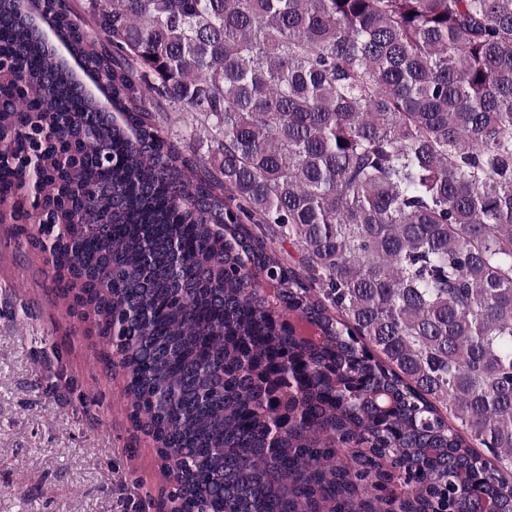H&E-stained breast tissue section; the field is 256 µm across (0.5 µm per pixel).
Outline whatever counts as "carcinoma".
<instances>
[{
	"mask_svg": "<svg viewBox=\"0 0 512 512\" xmlns=\"http://www.w3.org/2000/svg\"><path fill=\"white\" fill-rule=\"evenodd\" d=\"M85 9L101 98L0 0V204L186 494L512 512V0Z\"/></svg>",
	"mask_w": 512,
	"mask_h": 512,
	"instance_id": "carcinoma-1",
	"label": "carcinoma"
}]
</instances>
